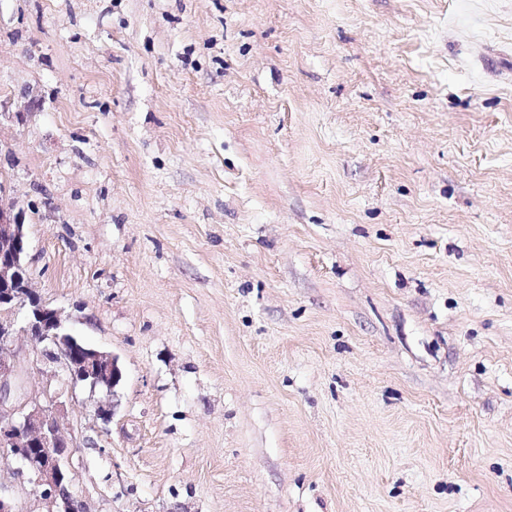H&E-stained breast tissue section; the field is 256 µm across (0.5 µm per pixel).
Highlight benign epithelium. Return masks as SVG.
I'll return each instance as SVG.
<instances>
[{
    "mask_svg": "<svg viewBox=\"0 0 512 512\" xmlns=\"http://www.w3.org/2000/svg\"><path fill=\"white\" fill-rule=\"evenodd\" d=\"M28 239L19 214L0 204V451L20 464L17 473L40 490L43 512L71 507L74 447L64 435L65 412L52 389L62 372L72 387L90 394H114L122 378L116 357L80 345L63 313L47 306L32 288L28 273ZM25 311L23 331L35 343L49 342L46 352L56 365L45 382L31 386L26 369L15 363V316ZM0 512H23L12 489L0 483Z\"/></svg>",
    "mask_w": 512,
    "mask_h": 512,
    "instance_id": "obj_1",
    "label": "benign epithelium"
}]
</instances>
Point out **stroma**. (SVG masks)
Here are the masks:
<instances>
[{
    "instance_id": "obj_1",
    "label": "stroma",
    "mask_w": 512,
    "mask_h": 512,
    "mask_svg": "<svg viewBox=\"0 0 512 512\" xmlns=\"http://www.w3.org/2000/svg\"><path fill=\"white\" fill-rule=\"evenodd\" d=\"M0 180L88 512H512V0H0Z\"/></svg>"
}]
</instances>
